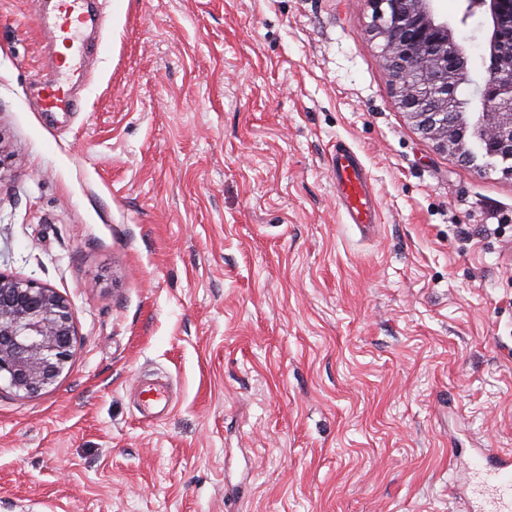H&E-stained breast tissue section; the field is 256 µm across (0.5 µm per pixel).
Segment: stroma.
<instances>
[{
  "label": "stroma",
  "instance_id": "stroma-1",
  "mask_svg": "<svg viewBox=\"0 0 512 512\" xmlns=\"http://www.w3.org/2000/svg\"><path fill=\"white\" fill-rule=\"evenodd\" d=\"M112 2L48 113L50 2L0 0V272L75 327L53 385L0 384V512H480L474 450L512 454V175L415 129L367 0ZM437 9L484 76L487 15ZM42 111L68 112L77 111L80 105L60 81L45 83L43 87ZM331 160L336 193L351 224L365 230L373 228L377 223L376 203L356 154L347 146H336Z\"/></svg>",
  "mask_w": 512,
  "mask_h": 512
}]
</instances>
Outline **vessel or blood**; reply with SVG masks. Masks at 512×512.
<instances>
[{"label":"vessel or blood","mask_w":512,"mask_h":512,"mask_svg":"<svg viewBox=\"0 0 512 512\" xmlns=\"http://www.w3.org/2000/svg\"><path fill=\"white\" fill-rule=\"evenodd\" d=\"M89 0H55L50 39L52 43L75 44L88 21ZM80 105L61 82L43 87L42 109L46 112L79 110ZM332 170L336 193L351 223L368 230L377 222L376 203L367 176L356 154L346 146L333 151ZM473 473L489 498L484 512H512V455L505 458H475Z\"/></svg>","instance_id":"vessel-or-blood-1"}]
</instances>
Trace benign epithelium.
I'll list each match as a JSON object with an SVG mask.
<instances>
[{"mask_svg": "<svg viewBox=\"0 0 512 512\" xmlns=\"http://www.w3.org/2000/svg\"><path fill=\"white\" fill-rule=\"evenodd\" d=\"M437 0H368L371 36L383 41L382 62L398 107L437 148L469 163L495 167L512 158V0H467L490 20L487 76L476 93L478 114L456 108L471 83L464 48ZM74 322L64 296L46 284L0 272V380L34 394L62 374L70 358Z\"/></svg>", "mask_w": 512, "mask_h": 512, "instance_id": "obj_1", "label": "benign epithelium"}]
</instances>
